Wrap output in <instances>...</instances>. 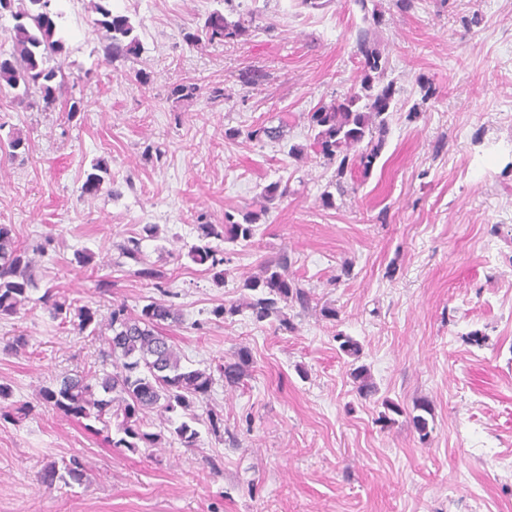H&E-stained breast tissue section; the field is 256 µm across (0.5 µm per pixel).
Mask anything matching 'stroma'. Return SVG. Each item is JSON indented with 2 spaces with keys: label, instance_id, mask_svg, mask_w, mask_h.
<instances>
[{
  "label": "stroma",
  "instance_id": "1",
  "mask_svg": "<svg viewBox=\"0 0 512 512\" xmlns=\"http://www.w3.org/2000/svg\"><path fill=\"white\" fill-rule=\"evenodd\" d=\"M52 5L66 44L53 60L64 75L55 105L0 92V140L24 141L0 153V224L28 247L53 238L31 302L0 319V383L10 404L35 405L0 420V512H512V0H413L405 12L395 0H111L141 50L109 64L92 0ZM216 10L255 12L256 26L188 47L185 32ZM368 10L383 17L370 38L398 92L380 159L329 207L333 170L307 148L309 116L358 87L355 39ZM245 71L261 82L244 84ZM185 81L196 97H172ZM424 83L434 90L426 101ZM215 87L224 98L211 99ZM283 115L282 142L247 139ZM230 128L238 138H225ZM293 144L301 156L289 155ZM97 162L111 188L82 194ZM275 181L287 195L231 251L216 285L188 256L198 225L258 210ZM147 224L157 235L141 247L165 276L161 291L118 262L117 244ZM78 251L90 265L74 264ZM282 254L318 303L289 309L293 331L213 316ZM50 287L104 318L112 302L136 312L166 296L181 320L165 332L193 368L248 352L244 383L219 377L210 392L221 434L202 423L198 447L132 452L38 406L39 390L62 377L112 369L99 337L50 317L40 301ZM18 330L28 347L6 351ZM474 331L482 345L468 342ZM339 333L361 344L376 394L359 395ZM422 400L432 408L425 438L411 422ZM389 402L402 413L385 428ZM74 455L84 484L38 485L46 462Z\"/></svg>",
  "mask_w": 512,
  "mask_h": 512
}]
</instances>
